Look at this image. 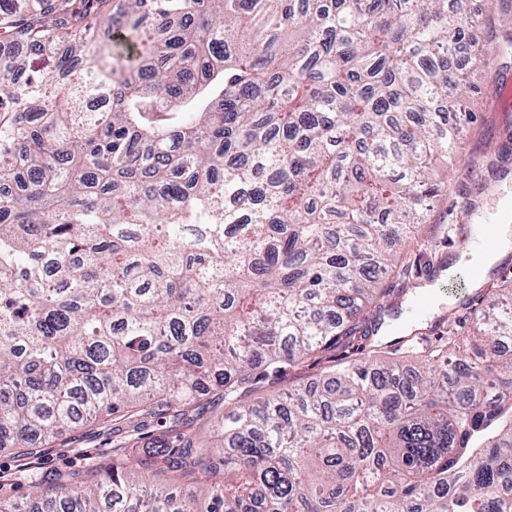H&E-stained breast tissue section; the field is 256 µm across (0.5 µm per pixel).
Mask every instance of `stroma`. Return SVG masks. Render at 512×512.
<instances>
[{"label":"stroma","instance_id":"1","mask_svg":"<svg viewBox=\"0 0 512 512\" xmlns=\"http://www.w3.org/2000/svg\"><path fill=\"white\" fill-rule=\"evenodd\" d=\"M511 83L512 52L505 51L491 73L470 88L466 105L474 119L467 129L466 152L476 164L451 176L446 196L435 203L430 214L431 225H438V232H431V225L420 229L414 247L415 253L432 257L440 275L433 281L419 277L415 288L398 299L400 311L386 319L380 342L429 332L454 313L460 300L475 297L477 290L460 229L470 222L465 208H472L477 215L486 213L489 199L512 186V155L504 160L498 155L502 147L512 144V100L505 95ZM119 437V432L107 424L65 435L45 448L38 469L52 479L61 472L80 470L92 460L108 465L112 444Z\"/></svg>","mask_w":512,"mask_h":512}]
</instances>
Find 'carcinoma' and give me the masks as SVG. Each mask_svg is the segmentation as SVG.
<instances>
[{
	"label": "carcinoma",
	"mask_w": 512,
	"mask_h": 512,
	"mask_svg": "<svg viewBox=\"0 0 512 512\" xmlns=\"http://www.w3.org/2000/svg\"><path fill=\"white\" fill-rule=\"evenodd\" d=\"M484 24L465 0H0V450L32 490L0 512H512V307L461 302L477 360L451 328L419 367L374 340L435 276L398 246L461 155L449 58L491 67ZM95 420L125 429L111 466L45 488L43 446Z\"/></svg>",
	"instance_id": "carcinoma-1"
}]
</instances>
